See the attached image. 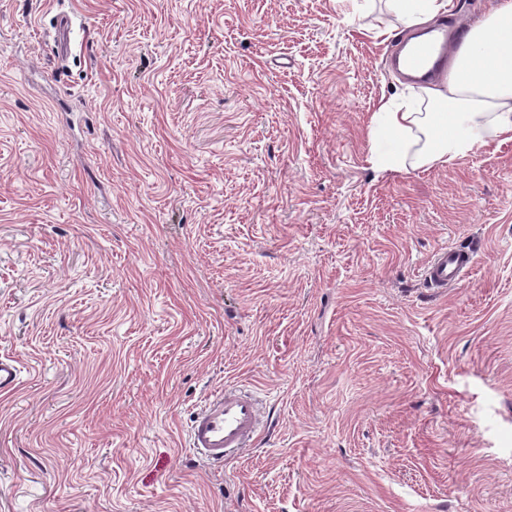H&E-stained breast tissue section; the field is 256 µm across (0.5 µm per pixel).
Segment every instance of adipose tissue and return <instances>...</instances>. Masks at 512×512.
Returning a JSON list of instances; mask_svg holds the SVG:
<instances>
[{
	"label": "adipose tissue",
	"instance_id": "1",
	"mask_svg": "<svg viewBox=\"0 0 512 512\" xmlns=\"http://www.w3.org/2000/svg\"><path fill=\"white\" fill-rule=\"evenodd\" d=\"M450 2L385 0L384 7L398 26L416 29ZM370 133L395 143L380 167L389 174L449 165L476 146L512 141V0H496L471 25L442 84L382 99Z\"/></svg>",
	"mask_w": 512,
	"mask_h": 512
}]
</instances>
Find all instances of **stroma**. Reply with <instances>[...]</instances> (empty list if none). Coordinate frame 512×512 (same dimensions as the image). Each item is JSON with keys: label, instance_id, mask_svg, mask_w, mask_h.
Wrapping results in <instances>:
<instances>
[{"label": "stroma", "instance_id": "1", "mask_svg": "<svg viewBox=\"0 0 512 512\" xmlns=\"http://www.w3.org/2000/svg\"><path fill=\"white\" fill-rule=\"evenodd\" d=\"M404 35L359 0H0V512H512V142L381 176ZM228 385L271 427L214 466L188 423ZM475 263L472 251L443 247L424 266L423 278L431 288L447 289L461 284Z\"/></svg>", "mask_w": 512, "mask_h": 512}]
</instances>
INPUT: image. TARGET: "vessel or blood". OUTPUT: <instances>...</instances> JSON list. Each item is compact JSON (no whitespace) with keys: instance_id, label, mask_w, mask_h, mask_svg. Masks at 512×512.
Instances as JSON below:
<instances>
[{"instance_id":"b4317fda","label":"vessel or blood","mask_w":512,"mask_h":512,"mask_svg":"<svg viewBox=\"0 0 512 512\" xmlns=\"http://www.w3.org/2000/svg\"><path fill=\"white\" fill-rule=\"evenodd\" d=\"M448 37L419 45L407 59L410 71L426 75H446ZM475 265L472 251L444 247L423 268L425 282L447 289L461 284ZM264 427V412L250 392L227 389L207 398L189 425V446L211 464L254 447Z\"/></svg>"}]
</instances>
